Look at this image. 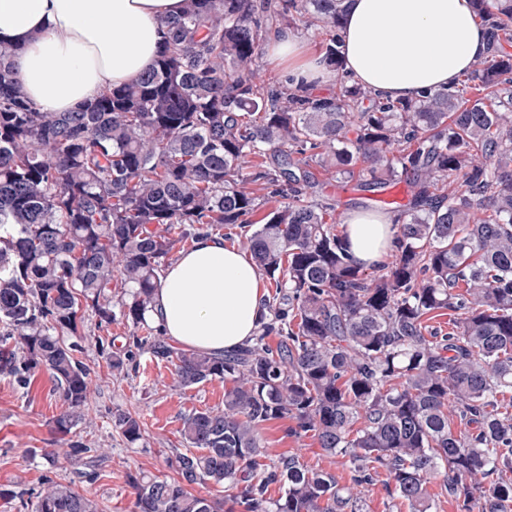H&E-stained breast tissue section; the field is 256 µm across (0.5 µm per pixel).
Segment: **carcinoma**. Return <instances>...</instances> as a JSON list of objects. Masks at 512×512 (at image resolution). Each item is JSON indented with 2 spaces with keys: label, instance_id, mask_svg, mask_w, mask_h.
Here are the masks:
<instances>
[{
  "label": "carcinoma",
  "instance_id": "1",
  "mask_svg": "<svg viewBox=\"0 0 512 512\" xmlns=\"http://www.w3.org/2000/svg\"><path fill=\"white\" fill-rule=\"evenodd\" d=\"M471 3L493 51L407 102L257 80L272 29L301 17L336 29L325 61L339 66L344 0H186L152 70L71 112L38 111L0 47V374L25 389L50 373L67 446L44 452L51 465L83 463V482L102 461L66 439L93 394L75 340L89 313L100 329L148 330L123 350L98 340L114 372L146 348L182 388L232 383L224 408L183 417L179 479L128 475L133 512H362L358 488L380 468L411 512H428L438 474L467 512H512V415L498 400L512 392V0ZM314 166L328 182L410 185L387 271L351 262L329 207L308 200ZM273 197L285 203L246 243L275 288L256 335L222 355L168 344L146 317L165 261L200 232L252 225ZM445 314L442 335L429 321ZM279 418L345 458L351 484L295 457L258 473L261 427ZM112 419L128 444L144 440L131 413ZM207 481L232 493L188 490ZM45 484L31 512H98L75 482Z\"/></svg>",
  "mask_w": 512,
  "mask_h": 512
}]
</instances>
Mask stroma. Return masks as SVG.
Returning <instances> with one entry per match:
<instances>
[{
	"label": "stroma",
	"instance_id": "35a3bbf8",
	"mask_svg": "<svg viewBox=\"0 0 512 512\" xmlns=\"http://www.w3.org/2000/svg\"><path fill=\"white\" fill-rule=\"evenodd\" d=\"M132 332V326L121 320L108 330H99L90 315L80 329L83 360L91 368L94 394L73 434L105 454L98 478L79 485L97 503L99 512H131L134 494L127 480L129 473L177 478L175 456L182 450L183 416L224 405V382L177 387L173 365L147 352L140 354L137 372H112L97 353L96 339L101 335L111 338L120 349L128 344ZM61 410L47 371L37 372L26 391L10 377L0 375V512H25L18 491H39L48 478L69 483L80 470L77 462L50 467L42 456L43 449L54 445L52 422ZM118 411L139 416L145 430L142 443L127 446L112 423V415ZM291 425L288 418L264 423L261 434L269 462L292 456L307 469L332 472L339 484H349L351 474L343 459L328 455L313 434H289Z\"/></svg>",
	"mask_w": 512,
	"mask_h": 512
}]
</instances>
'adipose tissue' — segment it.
I'll list each match as a JSON object with an SVG mask.
<instances>
[{"label":"adipose tissue","instance_id":"obj_1","mask_svg":"<svg viewBox=\"0 0 512 512\" xmlns=\"http://www.w3.org/2000/svg\"><path fill=\"white\" fill-rule=\"evenodd\" d=\"M184 0H0V46L13 49L24 94L43 112H69L127 84L154 64L164 21ZM340 72L290 29L271 34V64L288 83L324 85L343 76L379 98L411 101L454 87L488 56V30L470 0H345ZM391 213L344 218L353 259L381 264L398 230ZM268 285L251 258L223 237L199 233L162 272L148 316L177 345L230 351L254 336Z\"/></svg>","mask_w":512,"mask_h":512}]
</instances>
